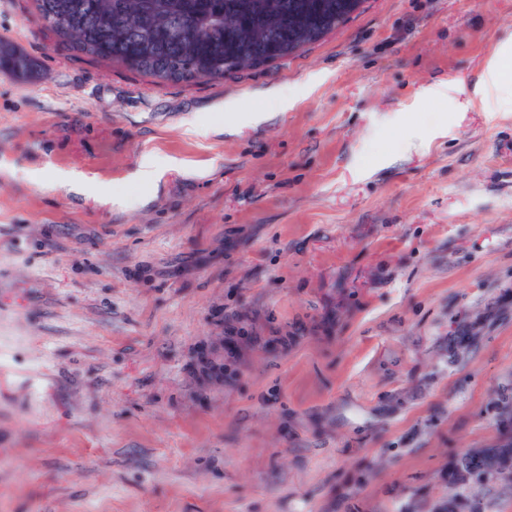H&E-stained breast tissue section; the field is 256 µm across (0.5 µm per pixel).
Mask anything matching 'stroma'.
<instances>
[{
	"label": "stroma",
	"instance_id": "35a3bbf8",
	"mask_svg": "<svg viewBox=\"0 0 512 512\" xmlns=\"http://www.w3.org/2000/svg\"><path fill=\"white\" fill-rule=\"evenodd\" d=\"M0 38V512H512L452 478L512 444V0L196 83Z\"/></svg>",
	"mask_w": 512,
	"mask_h": 512
}]
</instances>
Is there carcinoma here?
Masks as SVG:
<instances>
[{
  "instance_id": "cac0c4a2",
  "label": "carcinoma",
  "mask_w": 512,
  "mask_h": 512,
  "mask_svg": "<svg viewBox=\"0 0 512 512\" xmlns=\"http://www.w3.org/2000/svg\"><path fill=\"white\" fill-rule=\"evenodd\" d=\"M349 0H34L57 42L96 61L163 84L220 80L234 74L226 59L259 65L286 59L314 40L299 41L308 24L319 36L352 16ZM29 71L32 63L10 50L0 68Z\"/></svg>"
}]
</instances>
